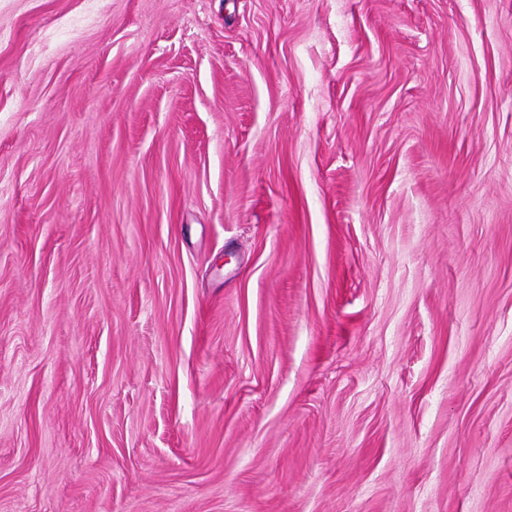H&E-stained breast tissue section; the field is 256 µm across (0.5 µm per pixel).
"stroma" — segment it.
Masks as SVG:
<instances>
[{"instance_id":"obj_1","label":"stroma","mask_w":512,"mask_h":512,"mask_svg":"<svg viewBox=\"0 0 512 512\" xmlns=\"http://www.w3.org/2000/svg\"><path fill=\"white\" fill-rule=\"evenodd\" d=\"M0 512H512V0H0Z\"/></svg>"}]
</instances>
